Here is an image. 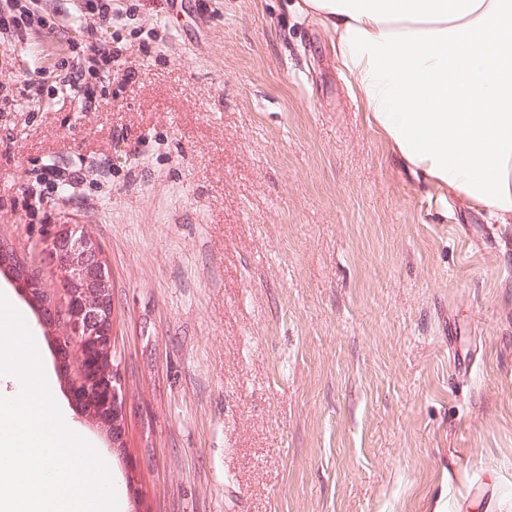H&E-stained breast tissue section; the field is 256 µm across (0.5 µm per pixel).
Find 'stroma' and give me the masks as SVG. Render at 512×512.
Masks as SVG:
<instances>
[{
	"instance_id": "obj_1",
	"label": "stroma",
	"mask_w": 512,
	"mask_h": 512,
	"mask_svg": "<svg viewBox=\"0 0 512 512\" xmlns=\"http://www.w3.org/2000/svg\"><path fill=\"white\" fill-rule=\"evenodd\" d=\"M295 0H115L93 108L62 84L91 14L0 45V239L85 226L112 276L125 438L50 391L117 512H512V228L407 171ZM81 183L25 207L46 165Z\"/></svg>"
}]
</instances>
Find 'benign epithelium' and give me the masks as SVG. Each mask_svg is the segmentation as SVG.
<instances>
[{
    "instance_id": "7a95c632",
    "label": "benign epithelium",
    "mask_w": 512,
    "mask_h": 512,
    "mask_svg": "<svg viewBox=\"0 0 512 512\" xmlns=\"http://www.w3.org/2000/svg\"><path fill=\"white\" fill-rule=\"evenodd\" d=\"M35 251L49 259L58 283L73 297L69 310L55 312L52 305L42 309L48 327L63 324L69 335L54 338L56 354L66 362V372L73 370L71 344L82 346L80 367L91 382L83 388L69 383L71 400L86 415L97 420L110 414L121 421L112 430L113 444L123 447L125 436L123 392L125 386L115 366L104 369L111 361L113 301L112 281L102 250L96 239L78 224H56Z\"/></svg>"
}]
</instances>
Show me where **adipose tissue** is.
Returning <instances> with one entry per match:
<instances>
[{
  "label": "adipose tissue",
  "mask_w": 512,
  "mask_h": 512,
  "mask_svg": "<svg viewBox=\"0 0 512 512\" xmlns=\"http://www.w3.org/2000/svg\"><path fill=\"white\" fill-rule=\"evenodd\" d=\"M398 161L512 225V0H299Z\"/></svg>",
  "instance_id": "adipose-tissue-1"
}]
</instances>
